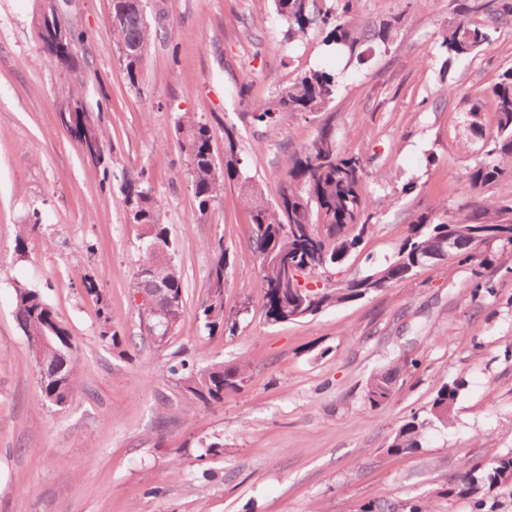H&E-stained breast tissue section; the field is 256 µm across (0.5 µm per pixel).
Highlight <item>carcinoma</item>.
<instances>
[{
    "instance_id": "cac0c4a2",
    "label": "carcinoma",
    "mask_w": 512,
    "mask_h": 512,
    "mask_svg": "<svg viewBox=\"0 0 512 512\" xmlns=\"http://www.w3.org/2000/svg\"><path fill=\"white\" fill-rule=\"evenodd\" d=\"M274 9L287 26L288 39L297 41L313 26L326 32V44L354 47L356 43L375 42L387 46L392 28H357L353 0H336L326 8L322 0H273ZM165 14L156 11L147 16L142 0H112L110 25L116 47L134 48L131 57H120L131 87L139 88L151 47L164 28ZM490 41L489 32L478 25L461 21L443 32L441 47L448 62L470 58ZM335 76L320 70L306 72L280 91L273 104L255 103V121L271 124L278 112H319L334 97ZM497 114V131L487 135L478 121L472 129L482 140L481 159L469 168L467 180L473 190L503 176L512 177V70L491 88ZM72 133L83 152L95 163H102L105 144L95 128L84 130L76 123ZM184 168L197 203L199 217L224 196L226 183L240 185V198L248 213L250 239L259 260V279L265 315L272 323H285L296 314L304 319L323 309L359 299L388 284L405 281L435 256L447 249L448 235H455L462 248L454 256L458 263L474 257L473 244L497 243L512 250V201L469 204L450 220L441 221L435 211L417 215L408 226V234L393 259L372 273L343 281L334 289L310 287L289 275L282 264L287 258L304 279L341 263L355 249L360 234L370 221L366 214V169L360 155L341 153L331 127H324L313 144L295 154L280 181L278 201L264 198L259 185L241 179L238 141L231 129H224V167L219 168L212 151V129L202 117L185 112L175 124ZM127 218L136 228L140 260L132 274L135 289L149 288L160 280L184 308L183 282L176 262L159 269L156 255L165 251L176 255V243L165 223L163 203L142 175H125L120 187ZM213 258L208 270L206 292L196 318L207 335L234 334L239 314L224 309L227 252L223 242L208 245ZM15 317L29 341L36 363L55 368V377H40L45 402L59 408L69 406L77 383V362L72 336L55 310L33 289L16 291ZM408 360L395 361L376 373L367 386L365 399L372 407L388 402L400 372ZM170 378L195 408H208L224 402V397L240 391L247 381L248 364L230 365L212 362L199 368L181 354L173 356L168 368ZM459 385H444L438 391L427 417L414 415L395 433L388 451L393 455L409 453L421 445L424 430L433 422L448 423L458 395ZM512 475V455L490 460L482 479L491 485Z\"/></svg>"
}]
</instances>
